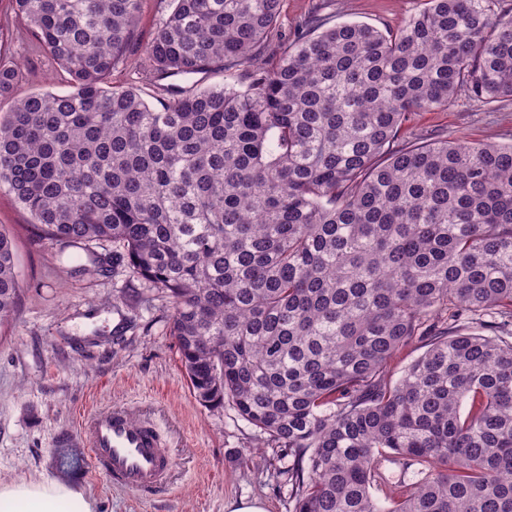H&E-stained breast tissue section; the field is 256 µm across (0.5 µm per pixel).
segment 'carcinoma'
I'll use <instances>...</instances> for the list:
<instances>
[{"mask_svg": "<svg viewBox=\"0 0 512 512\" xmlns=\"http://www.w3.org/2000/svg\"><path fill=\"white\" fill-rule=\"evenodd\" d=\"M281 2L171 0L154 78L224 82L154 107L107 85L141 0H12L72 91L17 97L0 60V188L60 249L110 242L165 294L196 400L288 459V512H512V144L411 127L461 93L512 104V13H315L286 40ZM18 297L1 229L0 322Z\"/></svg>", "mask_w": 512, "mask_h": 512, "instance_id": "obj_1", "label": "carcinoma"}]
</instances>
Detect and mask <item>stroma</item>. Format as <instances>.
Returning a JSON list of instances; mask_svg holds the SVG:
<instances>
[{"instance_id":"stroma-1","label":"stroma","mask_w":512,"mask_h":512,"mask_svg":"<svg viewBox=\"0 0 512 512\" xmlns=\"http://www.w3.org/2000/svg\"><path fill=\"white\" fill-rule=\"evenodd\" d=\"M424 0H328L331 23L393 28ZM0 53L23 63L19 94L69 93L67 74L41 51L0 0ZM418 131L452 140L512 143V105L487 112L461 95L445 109L420 113ZM0 229L8 232L21 284L18 308L0 325V481L57 479L80 487L95 512H227L239 499L288 512V495L265 436L229 405L194 398L169 334L170 305L126 262L94 264L86 252L58 253L30 217L0 189ZM115 404L149 416L176 467L169 487L142 495L112 487L95 472L76 435L83 413ZM63 451L84 457L63 471Z\"/></svg>"}]
</instances>
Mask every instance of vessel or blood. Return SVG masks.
<instances>
[{"label":"vessel or blood","mask_w":512,"mask_h":512,"mask_svg":"<svg viewBox=\"0 0 512 512\" xmlns=\"http://www.w3.org/2000/svg\"><path fill=\"white\" fill-rule=\"evenodd\" d=\"M80 436L97 473L115 487L144 495L167 485L175 465L154 428L137 421L124 406L84 416Z\"/></svg>","instance_id":"1"}]
</instances>
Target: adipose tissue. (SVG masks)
Listing matches in <instances>:
<instances>
[{"label":"adipose tissue","instance_id":"ef3b65f1","mask_svg":"<svg viewBox=\"0 0 512 512\" xmlns=\"http://www.w3.org/2000/svg\"><path fill=\"white\" fill-rule=\"evenodd\" d=\"M0 512H94V505L76 487L44 479L0 483Z\"/></svg>","mask_w":512,"mask_h":512}]
</instances>
